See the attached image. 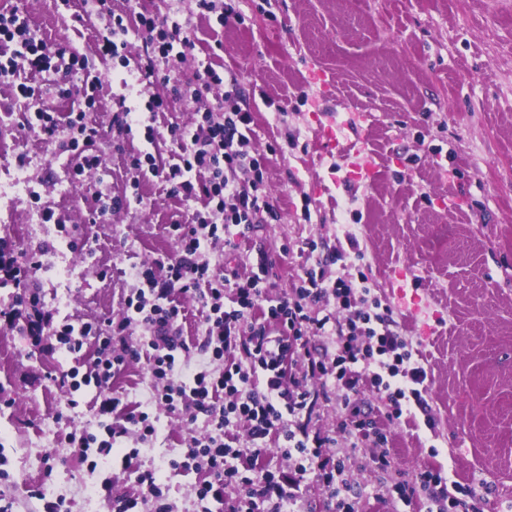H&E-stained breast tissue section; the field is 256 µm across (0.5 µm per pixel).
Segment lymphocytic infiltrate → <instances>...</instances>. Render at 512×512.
I'll return each instance as SVG.
<instances>
[{
  "mask_svg": "<svg viewBox=\"0 0 512 512\" xmlns=\"http://www.w3.org/2000/svg\"><path fill=\"white\" fill-rule=\"evenodd\" d=\"M137 28L144 48L141 73L166 87L165 93L147 101L146 112L168 111L175 100L189 106L211 86L226 87L223 99L215 107L197 111L192 125L170 127L177 146L173 163L157 166L149 153L133 155L128 163L132 186L153 175L168 185L171 195L195 203L186 221L170 227L178 254L163 264L162 275L143 272L141 286L126 298L123 316L101 328L58 321L54 310L26 292L39 265L36 256L21 260L2 246L0 284H13L19 294L9 308L0 310V321L21 327L31 346L48 351L57 342L77 351L85 337H100V354L85 372L72 370L58 379L59 387L73 392L80 385L94 384L102 397L99 415L119 417L118 422L104 425L99 435L86 430L68 433V444L80 454L93 450L105 458L119 438L133 435L147 442L156 436L157 426L148 413L127 410L111 392L112 378L142 360L160 405L184 412L192 422L201 415L207 419L208 433L189 436L186 448L172 462L176 468L207 472V480L195 492L198 504L224 499L228 512H282L294 488L311 479L327 488L336 512H359L343 459L329 455L330 437L310 426L314 409L318 401L337 394V430L351 448L368 441L386 442L377 421L362 409L359 394L367 388L385 394L387 420L417 410L424 413L425 426H432L425 399L426 371L396 330L391 310L377 312L369 305L367 277L353 273L346 253L336 255L341 270L334 282H326L315 269H304L293 296L271 306L264 303L258 277L211 268L206 257L209 242L230 234L248 239L257 214L271 209L250 138L253 118L238 105L236 82H225L215 69H207L195 85L172 80L166 73L174 49L187 53L195 47L183 26L141 13ZM1 42L18 43L19 49L0 58V80L22 71L50 76L77 70L79 84L72 88L61 84L57 91L64 97L78 96L87 106L94 104L101 80L91 76L87 60L69 46L54 47L35 38L17 11L0 12ZM18 90L32 101L24 126L38 129L45 141L53 143L68 131H78V139L70 143L82 152L76 175L100 165L95 146L107 135L103 126L88 123L84 110L60 118L34 102L32 87L22 84ZM228 293L234 302L230 308L224 305ZM183 296L200 304L201 349L209 356L208 365L189 372L180 361L181 352L188 349L180 330ZM328 297L334 298L335 309L324 307ZM135 326L147 332L137 344L126 339ZM331 330L336 333L334 350L314 351L313 339ZM243 434L249 440L245 448L238 445ZM272 450L291 460L288 473L262 468V459ZM138 484L139 493L113 498L112 512H173L156 472L140 473ZM394 491L404 501L417 492L426 493L427 512L472 509L469 489L449 488L445 474L436 468L420 472L415 484H396Z\"/></svg>",
  "mask_w": 512,
  "mask_h": 512,
  "instance_id": "f902f5d3",
  "label": "lymphocytic infiltrate"
}]
</instances>
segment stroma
Here are the masks:
<instances>
[{"instance_id": "35a3bbf8", "label": "stroma", "mask_w": 512, "mask_h": 512, "mask_svg": "<svg viewBox=\"0 0 512 512\" xmlns=\"http://www.w3.org/2000/svg\"><path fill=\"white\" fill-rule=\"evenodd\" d=\"M20 8L36 38L73 49L99 71L102 89L87 110L91 123H110L114 98L145 103L164 87L142 78L143 44L129 30L128 66L97 49L106 21L83 0H0ZM118 13L175 20L195 48L180 64L179 81L197 82L207 68L235 78L239 106L251 112L252 138L264 164V192L277 219L259 214L239 251L216 244L214 268L267 272L269 301L291 296L297 273L336 250L357 245L367 286L392 316L427 373L433 427L407 421L386 427L389 465L369 463L375 446L336 450L345 460L351 492L362 512H425L422 497L402 502L393 485L415 482L436 467L468 487L480 512L512 503V0H237L221 24L200 14L194 0H112ZM329 69L335 97L324 100L308 82L316 66ZM16 84L0 81V240L18 254L38 253L31 287L58 318L98 323L119 318L135 280L129 270L156 267L177 249L169 233L184 203L151 180L133 189L130 156L151 152L171 162V125L194 115L172 102L158 113L155 144L144 128L99 147L102 164L85 171L72 194L62 193V166L71 152L46 145L20 127L26 101ZM336 130L339 147L325 154L318 124ZM363 143L376 164L370 183L349 177L347 149ZM24 170L29 192L8 186ZM121 199L106 221L88 215L96 193ZM51 209L54 221L43 219ZM315 252H306L308 242ZM411 266L424 299L420 311L395 310L386 272ZM71 268L69 279L55 276ZM435 326L422 339L421 324ZM99 343L87 337L80 353L58 346L43 352L0 325V501L12 512H110L112 496L138 490L137 474L157 470L176 512H193L204 474L171 467L188 434H205V417L187 423L151 402L144 363L112 381L130 406L157 417L153 441L122 438L97 468L82 462L66 433L96 429L98 393H70L52 375L90 362ZM139 455L131 467L122 457ZM93 487L87 501L85 487Z\"/></svg>"}]
</instances>
